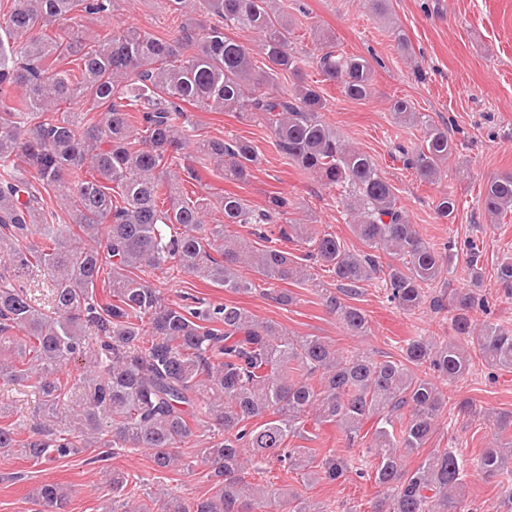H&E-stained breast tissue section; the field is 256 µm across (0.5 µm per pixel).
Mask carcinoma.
<instances>
[{
  "instance_id": "1",
  "label": "carcinoma",
  "mask_w": 512,
  "mask_h": 512,
  "mask_svg": "<svg viewBox=\"0 0 512 512\" xmlns=\"http://www.w3.org/2000/svg\"><path fill=\"white\" fill-rule=\"evenodd\" d=\"M113 2L15 0L0 16V379L33 396L27 439L11 421L13 409L0 404V450L54 462L92 448L148 449L158 471L199 462L213 468L209 496H154L159 512H264L276 499L289 512H322L294 492L246 488L244 463L276 458L308 482L339 480L348 470L344 459L316 467L309 449L290 448L288 440L307 433L312 414L353 442L371 420L366 453L375 460L374 480L395 490L372 512H466L465 464L455 451L436 450L412 471L403 469L402 453L430 440L448 403L416 368L450 382L469 373L475 356L512 369V329L497 322L476 329L470 320L475 308L488 306L478 245L465 244L470 287L449 297L452 335L437 343L412 339L398 359L339 352L320 336L290 334L233 303L190 295L182 304L166 302L147 281L157 271L239 293L253 289L241 274L247 267L285 305L292 296L284 285L310 275L274 240L298 238L308 244V260L334 275L336 287L317 289L323 305L362 335L368 322L351 300L375 279L405 312L427 300L443 309V298L429 290L450 272L453 244L439 250L420 238L397 206L395 187L323 120L318 87L279 91L276 79L298 72L300 61L290 48L288 18L272 0H167L183 17L168 37L126 25L93 39L64 27L45 34L74 15L109 16ZM233 30L261 34L265 71L254 73L250 48L227 35ZM317 37L327 48L316 58L323 75L350 99H365L370 63L336 53L323 31ZM69 58L78 73L60 68ZM82 101L83 112L59 111L62 103ZM190 106L263 121L283 157L325 186L349 191L354 233L397 263L383 266L375 254L351 253L331 234L289 223L283 197L257 209L235 194L184 192L197 180L182 155L194 131ZM393 110L399 123L426 129L421 147L402 151L404 166L435 180L453 151L448 127L404 100ZM195 153L240 182L257 161L251 141L240 137L198 139ZM50 192L65 205L63 224L48 210ZM478 204L489 216L511 209L512 173L489 181ZM214 209L224 220L204 223ZM233 224L249 228L253 239L230 233ZM104 276L109 292L102 300L96 286ZM496 279L512 295V260L498 265ZM71 363L76 372L63 382L60 373ZM202 431L209 441L196 448ZM511 460L512 442L484 449L475 464L508 481L499 512H512ZM70 494L44 483L34 502L62 512Z\"/></svg>"
}]
</instances>
